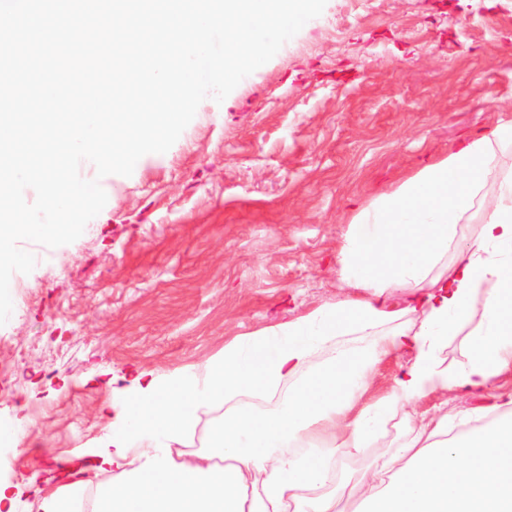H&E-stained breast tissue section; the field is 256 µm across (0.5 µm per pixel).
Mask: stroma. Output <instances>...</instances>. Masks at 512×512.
I'll return each instance as SVG.
<instances>
[{
    "label": "stroma",
    "mask_w": 512,
    "mask_h": 512,
    "mask_svg": "<svg viewBox=\"0 0 512 512\" xmlns=\"http://www.w3.org/2000/svg\"><path fill=\"white\" fill-rule=\"evenodd\" d=\"M512 116V0H327L163 154L109 175L102 211L23 275L0 325V467L38 512L60 459L112 435L135 369L205 374L224 344L342 290L357 207Z\"/></svg>",
    "instance_id": "stroma-1"
}]
</instances>
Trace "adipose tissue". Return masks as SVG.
<instances>
[{
  "instance_id": "1",
  "label": "adipose tissue",
  "mask_w": 512,
  "mask_h": 512,
  "mask_svg": "<svg viewBox=\"0 0 512 512\" xmlns=\"http://www.w3.org/2000/svg\"><path fill=\"white\" fill-rule=\"evenodd\" d=\"M508 151L502 117L358 207L336 249L344 298L225 342L206 376L135 371L111 438L90 468L64 460L70 481L41 512H75L90 471L111 476L94 512H335L338 461L391 423L399 438L362 475L359 512H512V395L493 393L512 378V170L497 161ZM452 399L467 405L453 434ZM219 405L209 448L187 457L198 415Z\"/></svg>"
}]
</instances>
